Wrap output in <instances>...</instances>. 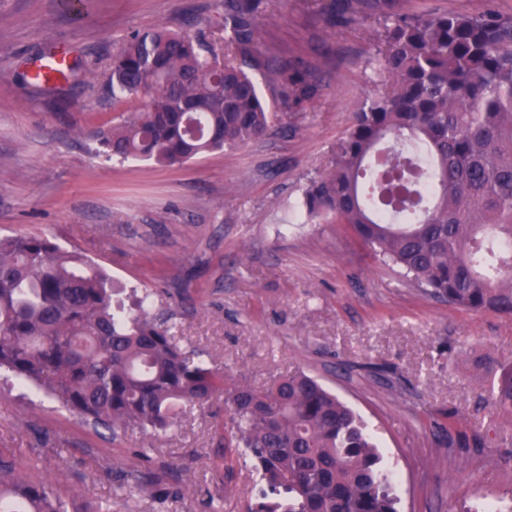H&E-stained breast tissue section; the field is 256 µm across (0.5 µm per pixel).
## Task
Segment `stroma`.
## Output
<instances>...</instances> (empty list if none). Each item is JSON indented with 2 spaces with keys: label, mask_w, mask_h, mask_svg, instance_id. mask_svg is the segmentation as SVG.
Instances as JSON below:
<instances>
[{
  "label": "stroma",
  "mask_w": 512,
  "mask_h": 512,
  "mask_svg": "<svg viewBox=\"0 0 512 512\" xmlns=\"http://www.w3.org/2000/svg\"><path fill=\"white\" fill-rule=\"evenodd\" d=\"M324 0H263L266 44L313 65L319 95L278 104L249 145L182 165L96 157L92 129L116 122L102 74L133 31L222 23V0H0V238L46 235L95 261L116 287L149 294L180 343L261 384L301 370L375 435L399 512H464L512 501V418L488 402L512 363V317L450 306L399 279L346 225L291 222L300 185L324 171L359 101L384 90L381 15L325 27ZM80 63L48 93L22 78L47 49ZM454 412L487 433L447 448L433 421ZM224 402L153 435L111 432L0 372V454L50 482L71 512H244L259 478L224 452ZM148 470L156 487L121 476Z\"/></svg>",
  "instance_id": "35a3bbf8"
}]
</instances>
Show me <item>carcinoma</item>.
<instances>
[{
  "instance_id": "cac0c4a2",
  "label": "carcinoma",
  "mask_w": 512,
  "mask_h": 512,
  "mask_svg": "<svg viewBox=\"0 0 512 512\" xmlns=\"http://www.w3.org/2000/svg\"><path fill=\"white\" fill-rule=\"evenodd\" d=\"M260 4L224 0L218 37L194 20L127 36L107 85L113 103L138 107L89 133L98 155L201 159L262 137L278 103L313 99L311 64L269 53ZM367 11L386 18L387 85L358 103L330 167L307 179L304 215L347 225L435 299L511 317L512 15L494 0L474 15L418 17L400 0H332L321 19L334 27ZM119 292L104 269L47 237L0 238V370L112 431H164L224 397V447L245 449L261 484L246 512H398L374 436L317 379L241 380L181 348L149 295L127 310ZM489 398L512 415V364L495 372ZM446 417V447L485 446ZM0 512L69 510L0 455Z\"/></svg>"
}]
</instances>
